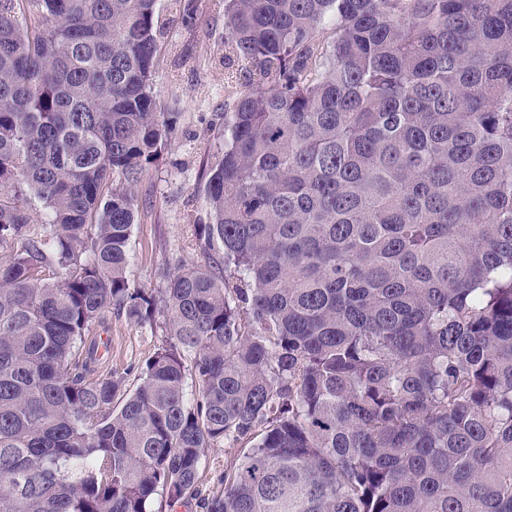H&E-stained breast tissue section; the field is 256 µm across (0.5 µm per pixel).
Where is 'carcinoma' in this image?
Segmentation results:
<instances>
[{
  "instance_id": "1",
  "label": "carcinoma",
  "mask_w": 512,
  "mask_h": 512,
  "mask_svg": "<svg viewBox=\"0 0 512 512\" xmlns=\"http://www.w3.org/2000/svg\"><path fill=\"white\" fill-rule=\"evenodd\" d=\"M211 6L248 81L156 295L158 0H0V512H512V0ZM160 309L134 388L90 376ZM164 317L157 316L154 325L140 324L113 313L105 323L97 326L87 338V344H96L95 369L90 376L96 377L116 372L126 378V387L132 389L137 381L139 367L165 339ZM237 449L224 448V443L208 448L199 469V486L203 495L224 487V464L236 456Z\"/></svg>"
}]
</instances>
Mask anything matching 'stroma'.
I'll return each instance as SVG.
<instances>
[{"mask_svg":"<svg viewBox=\"0 0 512 512\" xmlns=\"http://www.w3.org/2000/svg\"><path fill=\"white\" fill-rule=\"evenodd\" d=\"M192 23H167L154 88L162 111L178 113L171 143L138 187V217L130 241L132 287L160 291L164 275L182 262H199L189 227L203 213L194 199L214 157L224 150V111L236 88L224 79V14L196 0ZM166 333L164 322L140 324L109 315L89 335L97 346L96 374L115 372L134 387L141 364Z\"/></svg>","mask_w":512,"mask_h":512,"instance_id":"stroma-1","label":"stroma"}]
</instances>
